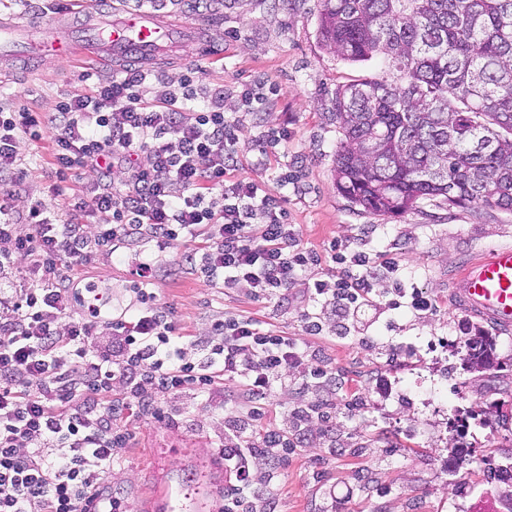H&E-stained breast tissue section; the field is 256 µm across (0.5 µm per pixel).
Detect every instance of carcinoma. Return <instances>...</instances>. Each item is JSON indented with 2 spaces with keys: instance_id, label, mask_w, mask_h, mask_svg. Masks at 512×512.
<instances>
[{
  "instance_id": "1",
  "label": "carcinoma",
  "mask_w": 512,
  "mask_h": 512,
  "mask_svg": "<svg viewBox=\"0 0 512 512\" xmlns=\"http://www.w3.org/2000/svg\"><path fill=\"white\" fill-rule=\"evenodd\" d=\"M322 45L384 75L336 91V188L396 216L426 200L512 210V0H320ZM494 343L470 348L486 369Z\"/></svg>"
}]
</instances>
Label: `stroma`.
Here are the masks:
<instances>
[{"label": "stroma", "instance_id": "1", "mask_svg": "<svg viewBox=\"0 0 512 512\" xmlns=\"http://www.w3.org/2000/svg\"><path fill=\"white\" fill-rule=\"evenodd\" d=\"M179 23L195 27L201 14L213 22L203 36L224 48L223 59L179 47L152 63L153 76L143 95L157 101L177 88L190 66L206 67L208 85L253 84L263 99L260 109L243 110L237 97L224 100L225 112L241 115L240 166L234 176L275 186L281 168L296 171V187L284 188L289 223L301 246L322 256L320 266L300 276L288 291L287 305L260 301L244 293L204 287L195 270L180 266L187 244H169V268L156 279L157 298L173 308L186 333H203L226 313L269 322L291 336L304 333V314L321 318L324 335L310 342L336 376L332 397L336 415L333 438L310 426L306 447L297 449L280 478L265 483V468L254 470L256 486H269L281 512H499L505 500L498 481H480L466 473L452 454L462 439L454 425L463 412L481 417L486 393L497 390L512 402V332L455 308L451 277L463 260L488 248L512 245V211L471 204L458 207L427 200L398 216H378L349 203L336 189L334 166L341 133L334 119L338 87L375 75L374 66L351 64L328 52L319 35L320 0H205L197 8L173 7ZM114 65L85 56L10 63L0 74V105L51 111L63 97L81 93L83 71L109 77ZM284 127L285 142L268 144L269 164H255V139L264 130ZM49 142L27 147L25 189L15 202L25 211L47 197L53 183L47 157ZM370 255L388 253L397 277L424 288L437 301L434 313L391 310L385 305L392 280L375 282L373 302L353 319L347 338L333 335V317L324 305L306 298L308 279L334 275L330 244ZM147 241L119 243L116 252L99 254L75 273L71 288L98 284L111 307L132 298V268L126 254H150ZM496 339L492 372L468 368L465 344L476 330ZM445 336L444 348H428L430 337ZM392 386L377 393L378 379ZM317 385L297 384L277 391L268 414L270 425L287 427L294 409L322 399ZM170 418L149 420L136 430L120 466L105 480L108 493L126 498L132 512H165L169 486L189 489L201 463H208L205 485L223 486L224 413L219 402L202 404L187 395L167 397ZM476 453L492 451L498 464L512 462V417L495 428L473 425L467 438ZM335 447V456L326 448Z\"/></svg>", "mask_w": 512, "mask_h": 512}]
</instances>
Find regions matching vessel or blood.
<instances>
[{"mask_svg":"<svg viewBox=\"0 0 512 512\" xmlns=\"http://www.w3.org/2000/svg\"><path fill=\"white\" fill-rule=\"evenodd\" d=\"M87 23L81 36L60 39L45 20L32 18L29 30L42 33L41 48L61 58L103 53L115 60L156 59L186 42L187 36L166 11L168 0H141L134 8L115 11L112 21H99L94 0H76ZM22 29L0 23V39L12 41L6 59L27 55L31 44L22 40ZM457 307L498 329L512 330V245L491 248L462 264L452 283Z\"/></svg>","mask_w":512,"mask_h":512,"instance_id":"1","label":"vessel or blood"}]
</instances>
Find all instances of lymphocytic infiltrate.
Instances as JSON below:
<instances>
[{
  "label": "lymphocytic infiltrate",
  "instance_id": "lymphocytic-infiltrate-1",
  "mask_svg": "<svg viewBox=\"0 0 512 512\" xmlns=\"http://www.w3.org/2000/svg\"><path fill=\"white\" fill-rule=\"evenodd\" d=\"M206 74L201 65L188 69L179 89L156 102L142 94L148 71L129 66L48 112L0 106V512H129L128 501L101 482L133 438L128 418L163 420L171 395L210 401L233 384L249 406L246 416L224 419L221 512H253L254 466L287 462L311 419L326 432L335 428L324 401L295 411L291 429L263 424L267 400L289 377H326L308 342L322 332L319 322L290 337L227 313L192 340L157 299L154 263L136 262L137 306L127 316L103 319L67 285L69 273L98 252L143 234L161 248L205 237L183 263L199 269L208 287L258 300L284 302L299 273L321 265L288 222L280 194L287 174L276 191L230 179L242 123L225 112L223 87L204 88ZM190 104L198 107L192 116ZM45 139L50 197L18 213L13 200L27 176L22 146ZM79 177L83 194H69ZM99 214L108 223H96ZM331 260L338 274L309 282L307 295L343 327L396 264L386 253L374 260L335 251ZM20 266L26 283L18 287L9 273Z\"/></svg>",
  "mask_w": 512,
  "mask_h": 512
}]
</instances>
